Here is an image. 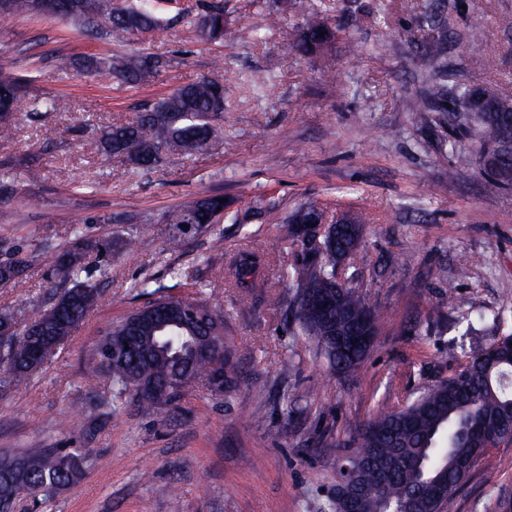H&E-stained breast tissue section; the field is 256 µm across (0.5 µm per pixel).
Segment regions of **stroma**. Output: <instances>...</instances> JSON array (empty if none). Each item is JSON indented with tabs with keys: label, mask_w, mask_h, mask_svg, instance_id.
I'll list each match as a JSON object with an SVG mask.
<instances>
[{
	"label": "stroma",
	"mask_w": 512,
	"mask_h": 512,
	"mask_svg": "<svg viewBox=\"0 0 512 512\" xmlns=\"http://www.w3.org/2000/svg\"><path fill=\"white\" fill-rule=\"evenodd\" d=\"M116 2L148 5L158 27L110 45L54 17L0 19V67L37 74L0 138V158H33L42 169L41 180L0 192V238L32 260L22 279L0 287V312L22 323L42 308L51 286L45 239L61 241L85 218L90 236L113 241L94 310L43 371L0 397V455L95 449L83 480L52 494L46 512H328L336 466L364 421L512 333V183L494 185L487 141L464 113L423 125L406 108L421 88L426 0H224L220 46L199 41L188 22L199 0ZM275 10L283 23L271 31ZM315 12L335 31L332 45L311 56L288 51ZM446 15L449 89L469 83L512 96V0H448ZM138 52L170 65L132 88L72 67ZM203 77L226 87L223 139L141 173L101 153L95 129ZM55 96L67 111L32 113L31 99ZM213 193L239 223H168L184 198ZM259 197L283 211L316 200L365 216L362 244L338 275L384 317L352 379L329 375L287 310L270 306L287 285L274 225L245 212ZM174 236L185 250L168 251ZM245 251L264 260L263 287L246 294L233 277ZM178 272L198 276L223 305L238 385L217 397L196 384L164 416L113 409L111 387L88 378L83 362L113 321L143 305L134 281L171 285ZM92 391L101 399L94 411ZM488 455L491 466L476 467L444 512L512 506V442Z\"/></svg>",
	"instance_id": "obj_1"
}]
</instances>
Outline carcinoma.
Instances as JSON below:
<instances>
[{
	"mask_svg": "<svg viewBox=\"0 0 512 512\" xmlns=\"http://www.w3.org/2000/svg\"><path fill=\"white\" fill-rule=\"evenodd\" d=\"M84 6L62 20L80 32L104 40L122 42L158 24L149 10L117 7L114 0H83ZM201 13L191 20L199 39L208 44L224 40V4L210 0L199 5ZM447 5L435 0L426 15L433 31L420 51L422 89L408 99V111L417 121H433V113L448 111V34ZM335 33L324 18L313 15L306 23L303 38L289 50L303 55L327 48ZM170 61L160 55L132 54L90 58L82 67L89 73L108 69L118 84L133 87L152 73L159 74ZM29 79L0 69V135L11 128L14 112L26 93ZM224 84L201 79L184 85L147 104L126 123L112 125L101 133L102 148L135 170L148 171L161 166L166 156L177 151L190 156L224 135V95L217 92ZM457 111L471 113L489 138L512 140V99L461 84L456 88ZM486 165L498 182H512V152L488 147ZM40 176L39 166L18 167L9 159L0 161V190L17 192L21 185ZM222 195L191 197L170 212L168 221L177 224L190 217L198 224H217L227 218L220 209ZM247 210L265 216L277 225L280 243L281 277L288 293L272 298V306H287L296 324V335L315 343L330 369L351 377L365 355L336 350L330 340L332 325L313 312L308 304L317 299L337 303L331 318L340 319L343 329L359 323L377 328L381 310L366 301L356 288L336 285V258H346L361 244L363 218L353 214L350 224H328L313 244L299 237L298 224L288 223L290 213L259 201L248 202ZM88 218L69 225L68 238L61 243L46 242L43 253L52 262L56 292L48 305L28 323L18 326L8 312L0 314V393L6 394L30 379L38 370L33 357L37 339L62 344L87 318L97 302L96 282L108 277L105 265L91 264L92 251H112V240L95 241L87 235ZM30 265L26 257H10L0 262V285L18 279ZM260 258L254 253L240 256L235 276L242 288L262 287ZM192 288L187 296L167 293L159 285L149 301L153 317L134 324L130 317L112 326V335L130 341L126 352L114 356L107 339H101L86 370L108 378L115 401L131 403L144 411L167 412L191 383L209 384L224 377V391L238 381L235 349L222 335L224 308L210 304L206 285L199 282L175 284ZM223 347V354L199 359L202 339ZM488 355L473 351L464 367L419 393L408 404L383 410L367 420L354 436L353 452L360 495L358 512H402L413 502L414 512H442L445 495H453L469 476L475 463L485 456L481 425L494 423L505 439H512V337L501 336L486 346ZM166 389V397L158 391ZM90 449L76 448L61 454L54 448L22 454L0 461V503L12 505L23 490L40 503L60 487L74 486L85 474Z\"/></svg>",
	"mask_w": 512,
	"mask_h": 512,
	"instance_id": "1",
	"label": "carcinoma"
}]
</instances>
